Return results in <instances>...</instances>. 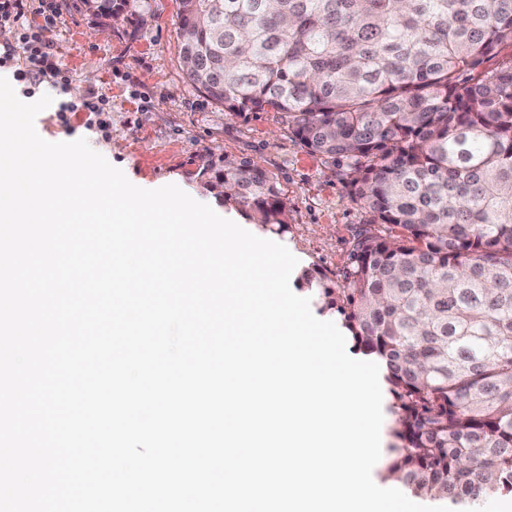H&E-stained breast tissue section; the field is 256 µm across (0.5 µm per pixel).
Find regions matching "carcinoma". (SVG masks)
I'll list each match as a JSON object with an SVG mask.
<instances>
[{"label": "carcinoma", "instance_id": "1", "mask_svg": "<svg viewBox=\"0 0 512 512\" xmlns=\"http://www.w3.org/2000/svg\"><path fill=\"white\" fill-rule=\"evenodd\" d=\"M145 22L143 0H79ZM187 80L230 117L274 110L388 224L343 283L305 270L353 352L384 365L386 477L457 512L512 496V0H177ZM199 175L265 230L288 202L258 164Z\"/></svg>", "mask_w": 512, "mask_h": 512}]
</instances>
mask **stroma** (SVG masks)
I'll return each mask as SVG.
<instances>
[{"label":"stroma","instance_id":"35a3bbf8","mask_svg":"<svg viewBox=\"0 0 512 512\" xmlns=\"http://www.w3.org/2000/svg\"><path fill=\"white\" fill-rule=\"evenodd\" d=\"M76 0H55L58 20L45 31L71 77L68 94L41 84L14 90L22 101L51 94L54 103L35 120L38 134L50 142L86 139L104 150L110 164L134 185L157 189L177 185L222 217L259 236L267 232L249 220L241 206L226 203L197 175L207 155H229L258 162L274 175L288 203V230L277 236L299 260V269H317L340 281L354 236L371 216L350 198L341 167L310 154L288 131L280 112L228 117L190 84L183 72L176 0H149V21L98 33L93 18ZM94 90L107 113L62 112L64 98Z\"/></svg>","mask_w":512,"mask_h":512}]
</instances>
